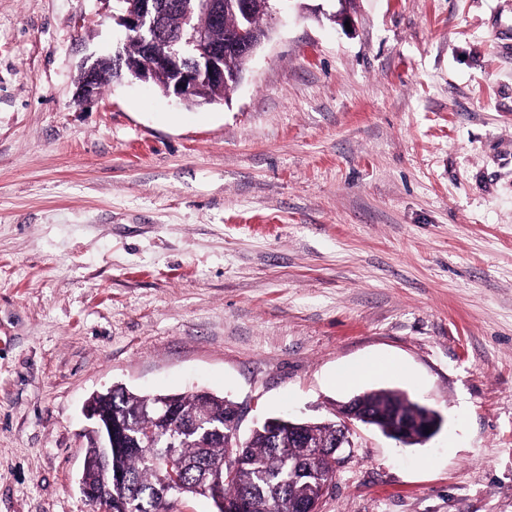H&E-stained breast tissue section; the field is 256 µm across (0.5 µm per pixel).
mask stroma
Listing matches in <instances>:
<instances>
[{
    "label": "stroma",
    "mask_w": 512,
    "mask_h": 512,
    "mask_svg": "<svg viewBox=\"0 0 512 512\" xmlns=\"http://www.w3.org/2000/svg\"><path fill=\"white\" fill-rule=\"evenodd\" d=\"M221 103L87 59L115 0H0V512H91L95 392L320 422L364 391L320 512H512V0H304ZM396 364L353 384L351 368ZM124 55L140 58L142 60V64L145 66H149L153 63L152 57L143 54L140 43L135 40H131L126 43ZM86 64L87 62L81 68L83 77L77 83L79 91L78 98L91 99L96 97L99 91L101 92L104 85L113 79L121 78L123 73L127 74L126 71L139 81L154 83V72L151 69L143 67L140 61L136 58H125L123 60V67L125 69L119 68L117 59L114 60L111 57L96 59L94 60V75L92 73L91 65L87 66Z\"/></svg>",
    "instance_id": "1"
}]
</instances>
